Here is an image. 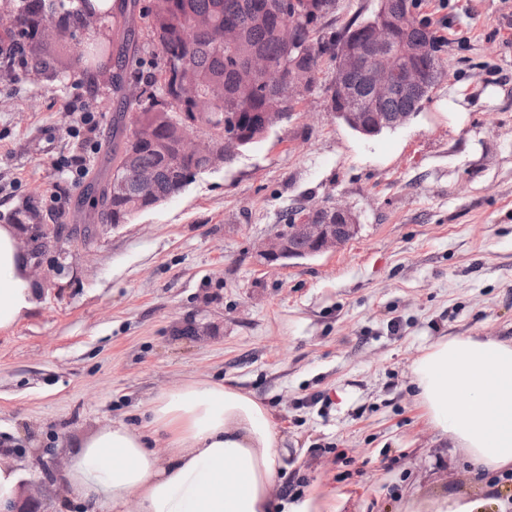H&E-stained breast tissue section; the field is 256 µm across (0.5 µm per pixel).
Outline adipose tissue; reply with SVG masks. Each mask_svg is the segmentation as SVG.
Wrapping results in <instances>:
<instances>
[{
  "label": "adipose tissue",
  "instance_id": "ef3b65f1",
  "mask_svg": "<svg viewBox=\"0 0 512 512\" xmlns=\"http://www.w3.org/2000/svg\"><path fill=\"white\" fill-rule=\"evenodd\" d=\"M36 286L15 226L0 225V329L32 307ZM439 438L477 472L512 468V338L447 336L410 367ZM141 425L95 429L68 453L62 474L84 512H337L336 492L286 500L275 477L288 456L268 409L235 387L192 380L142 405ZM162 436L166 455L151 439Z\"/></svg>",
  "mask_w": 512,
  "mask_h": 512
}]
</instances>
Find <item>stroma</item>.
Masks as SVG:
<instances>
[{
	"mask_svg": "<svg viewBox=\"0 0 512 512\" xmlns=\"http://www.w3.org/2000/svg\"><path fill=\"white\" fill-rule=\"evenodd\" d=\"M448 76L410 122L364 137L322 85L228 168L126 224L84 227L77 104L97 139L117 102L80 74L0 79V225H40L33 308L0 330V450L38 512H80L66 451L138 402L195 377L251 392L298 463L347 512H414L512 478L475 477L447 449L410 373L444 336H512V0H421ZM338 199L360 224L337 252L269 270L256 251L296 204Z\"/></svg>",
	"mask_w": 512,
	"mask_h": 512,
	"instance_id": "obj_1",
	"label": "stroma"
}]
</instances>
